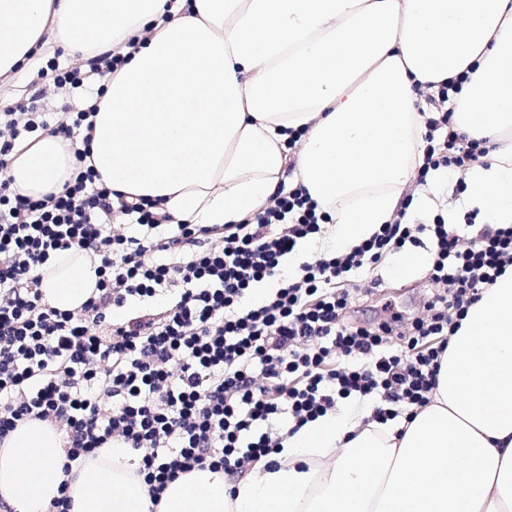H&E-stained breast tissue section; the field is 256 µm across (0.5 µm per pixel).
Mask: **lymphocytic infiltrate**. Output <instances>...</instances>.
Segmentation results:
<instances>
[{"label": "lymphocytic infiltrate", "mask_w": 512, "mask_h": 512, "mask_svg": "<svg viewBox=\"0 0 512 512\" xmlns=\"http://www.w3.org/2000/svg\"><path fill=\"white\" fill-rule=\"evenodd\" d=\"M463 80L425 99L423 162L417 185L440 172L447 186L488 153L485 140L455 132L444 104ZM0 116V169L19 138L51 131L76 139L93 109L37 117ZM93 167L60 194L34 199L0 180V440L19 422L52 424L65 471L106 445L133 450L153 503L196 469L224 470L230 482L258 463L274 465L289 421L301 428L340 399L378 398L370 420L383 425L425 406L448 337L469 308L512 267V225H483L461 244L443 219L411 224L406 194L392 221L351 248L281 272L329 217L303 186L277 193L240 224H171L149 200L113 197ZM137 235L116 233L114 213ZM432 245L423 314L407 324L351 320L348 287L365 274V296L380 283L383 255ZM97 260L95 293L75 311L49 306L38 270L55 254ZM272 282L249 301L257 284Z\"/></svg>", "instance_id": "f902f5d3"}]
</instances>
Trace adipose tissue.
I'll use <instances>...</instances> for the list:
<instances>
[{"instance_id": "1", "label": "adipose tissue", "mask_w": 512, "mask_h": 512, "mask_svg": "<svg viewBox=\"0 0 512 512\" xmlns=\"http://www.w3.org/2000/svg\"><path fill=\"white\" fill-rule=\"evenodd\" d=\"M136 49H128L129 39ZM123 50L91 132L99 180L158 201L174 224H239L293 174L330 217L328 253L389 222L422 161L418 85L463 77L453 127L496 143L463 193L512 225V0H0V76L47 45ZM77 166L60 134L15 148L22 194L61 192ZM96 264L43 265L49 306L80 307ZM276 467L229 486L197 470L152 504L125 448L63 470L57 430L21 422L0 445V496L17 512H512V269L449 338L430 404L382 427L329 414L288 436Z\"/></svg>"}]
</instances>
